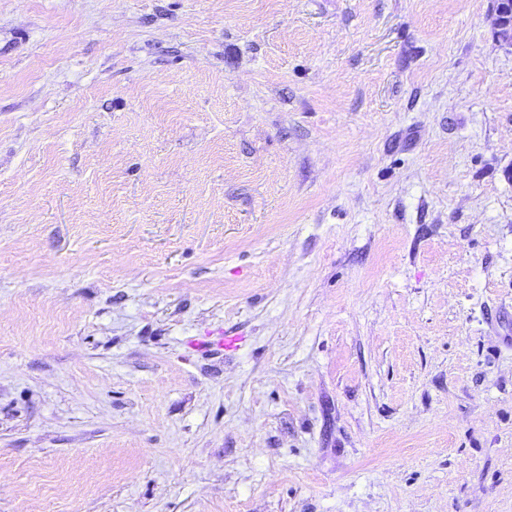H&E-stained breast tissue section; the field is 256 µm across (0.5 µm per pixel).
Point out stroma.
Returning <instances> with one entry per match:
<instances>
[{
	"mask_svg": "<svg viewBox=\"0 0 512 512\" xmlns=\"http://www.w3.org/2000/svg\"><path fill=\"white\" fill-rule=\"evenodd\" d=\"M495 0H0V512H512Z\"/></svg>",
	"mask_w": 512,
	"mask_h": 512,
	"instance_id": "stroma-1",
	"label": "stroma"
}]
</instances>
